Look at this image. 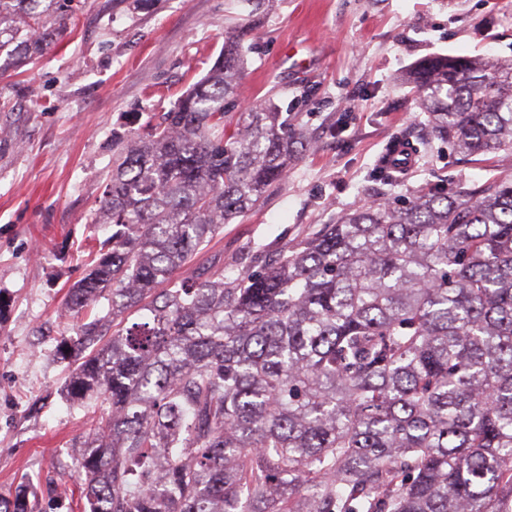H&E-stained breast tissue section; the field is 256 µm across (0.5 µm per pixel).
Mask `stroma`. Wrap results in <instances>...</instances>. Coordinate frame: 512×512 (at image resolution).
Masks as SVG:
<instances>
[{"instance_id": "35a3bbf8", "label": "stroma", "mask_w": 512, "mask_h": 512, "mask_svg": "<svg viewBox=\"0 0 512 512\" xmlns=\"http://www.w3.org/2000/svg\"><path fill=\"white\" fill-rule=\"evenodd\" d=\"M242 0H72L67 34L0 74V492L55 480L87 512L69 450L99 402L70 403L75 368L56 345L76 335L69 287L110 236L92 219L112 135L146 133L212 67ZM432 54L512 57V0H269L247 43L236 111L273 102L300 113L314 147L196 262L259 267L286 245L376 197L402 204L440 186L512 175V151L466 157L427 134L399 77ZM412 167L382 179L395 139Z\"/></svg>"}]
</instances>
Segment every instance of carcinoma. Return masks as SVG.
<instances>
[{
	"mask_svg": "<svg viewBox=\"0 0 512 512\" xmlns=\"http://www.w3.org/2000/svg\"><path fill=\"white\" fill-rule=\"evenodd\" d=\"M69 0H0V53L48 49ZM255 21L141 137H115L69 288L105 315L57 345L89 512H512V177L342 215L257 270L185 272L311 142L274 104L229 116ZM430 134L512 150V59L437 54L405 75ZM140 314V321H117ZM0 512H48L22 483Z\"/></svg>",
	"mask_w": 512,
	"mask_h": 512,
	"instance_id": "1",
	"label": "carcinoma"
}]
</instances>
